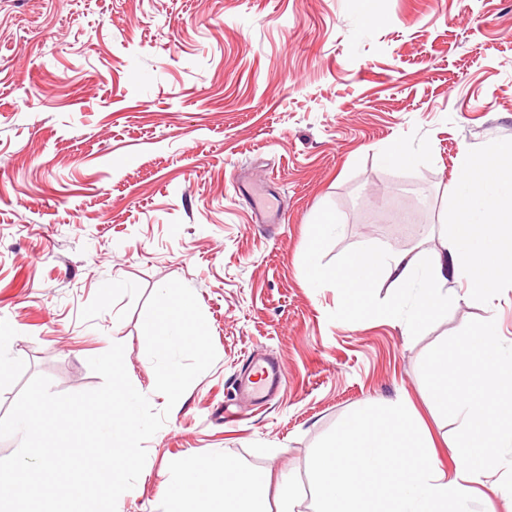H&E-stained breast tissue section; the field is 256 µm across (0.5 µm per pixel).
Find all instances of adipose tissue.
<instances>
[{
  "instance_id": "ef3b65f1",
  "label": "adipose tissue",
  "mask_w": 512,
  "mask_h": 512,
  "mask_svg": "<svg viewBox=\"0 0 512 512\" xmlns=\"http://www.w3.org/2000/svg\"><path fill=\"white\" fill-rule=\"evenodd\" d=\"M448 214L439 250L412 255L372 249L331 271L323 269L316 252H309L312 287L337 288L348 305H366L375 279L383 278L393 295L377 311L408 331L426 310L479 301L512 284V159L504 160L495 146L478 159L462 151ZM170 481L177 491L176 512H193L198 503L238 504L241 512H255L250 501L258 478L232 457L224 459L222 479H211L205 462L197 460L174 465Z\"/></svg>"
}]
</instances>
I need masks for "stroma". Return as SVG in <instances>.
Returning a JSON list of instances; mask_svg holds the SVG:
<instances>
[{
    "label": "stroma",
    "mask_w": 512,
    "mask_h": 512,
    "mask_svg": "<svg viewBox=\"0 0 512 512\" xmlns=\"http://www.w3.org/2000/svg\"><path fill=\"white\" fill-rule=\"evenodd\" d=\"M397 144L420 158L385 164ZM491 145L512 148V0H0V417L36 375L99 388L88 360L115 342L166 408L142 324L177 279L217 358L167 407L117 512H170L171 464L199 457L218 479L228 455L293 476L313 512L314 444L376 401L408 403L451 466L455 423L421 361L472 320L512 338V290L406 336L312 287L304 256L440 248L460 152ZM323 214L335 235H314ZM263 355L280 393L238 400Z\"/></svg>",
    "instance_id": "obj_1"
}]
</instances>
